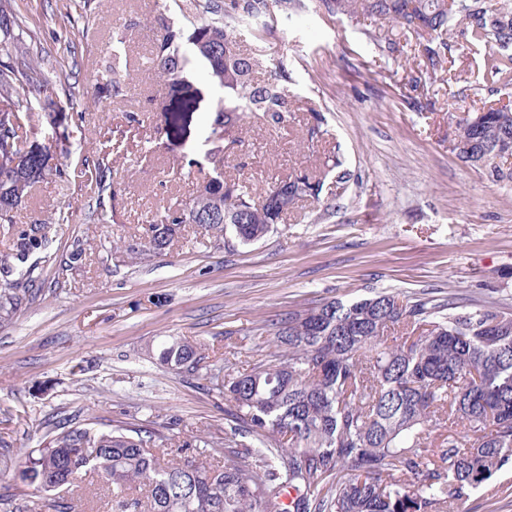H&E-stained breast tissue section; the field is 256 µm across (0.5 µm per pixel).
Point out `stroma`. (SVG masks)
I'll return each instance as SVG.
<instances>
[{"mask_svg":"<svg viewBox=\"0 0 512 512\" xmlns=\"http://www.w3.org/2000/svg\"><path fill=\"white\" fill-rule=\"evenodd\" d=\"M22 20L19 45L49 79L34 86L27 143L58 131L63 176L37 183L16 209L21 224L49 223L44 248L17 260L0 235V285L31 268L36 291L0 325V440L20 453L42 446L50 424L110 430L155 428L181 441L237 443L222 395L206 381L161 366L173 336L200 343L210 361L271 339L288 312L368 288L413 298L449 294L512 312V158L504 178L460 161L456 128L486 104L512 101V83L491 82L481 45H453L448 69L413 88V54L382 53L386 22L328 13L320 0L246 30L244 52L285 61L288 121L269 134L257 119L214 132L224 92L196 63L183 80L159 77L148 60L174 0H0ZM128 66L112 92V49ZM73 107L43 111L48 98ZM427 106H410L411 97ZM247 150L225 160V142ZM102 165L103 189L87 190L86 166ZM264 190L293 174L321 178L319 201L298 202L259 241L242 244L185 224L172 245L135 255L142 227L195 196L214 168ZM350 174L337 182L339 171ZM110 223H100L101 214ZM85 250L69 262L73 243ZM73 512H112V491L93 481L52 492ZM465 512H512V467L465 501Z\"/></svg>","mask_w":512,"mask_h":512,"instance_id":"stroma-1","label":"stroma"}]
</instances>
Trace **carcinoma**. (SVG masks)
Wrapping results in <instances>:
<instances>
[{
    "label": "carcinoma",
    "mask_w": 512,
    "mask_h": 512,
    "mask_svg": "<svg viewBox=\"0 0 512 512\" xmlns=\"http://www.w3.org/2000/svg\"><path fill=\"white\" fill-rule=\"evenodd\" d=\"M329 13L370 16L391 23L383 51L395 54L410 36L438 37L458 30L469 44L488 48L491 79L512 81V0H321ZM211 15L193 24L190 49L164 26L152 63L176 80L194 62L206 65L224 89L212 117L224 130L260 114L270 130L290 112L288 69L282 61L266 78L254 77L258 55L237 47L236 33L265 22L290 0H190ZM13 16L0 8V54L14 58L0 70V101L13 113L32 106L28 83L37 74L11 41ZM445 42L417 43L425 70L443 68ZM477 126L465 119L456 156L504 176L512 156V116L493 111ZM67 136L28 152L24 167H0V225L11 231L23 260L48 242L49 224H14V210L29 188L53 172L46 156L67 152ZM323 183L307 174L271 183L254 196L245 180L224 179L217 168L204 191L144 225L141 249L161 251L175 226L206 216V228L231 229L243 244L266 236L302 198L317 200ZM31 282L23 276L0 286V323L19 311ZM276 349L251 347L247 368L204 364L201 347L174 338L161 364L198 372L224 394L234 431L250 437L213 463L214 441L184 455L186 444L135 427L110 431L58 423L48 445L21 457L14 476L37 493L56 491L83 473L110 486L116 512H459V503L512 464V313L461 299L403 298L369 289L351 301L333 299L288 313L275 323Z\"/></svg>",
    "instance_id": "cac0c4a2"
}]
</instances>
